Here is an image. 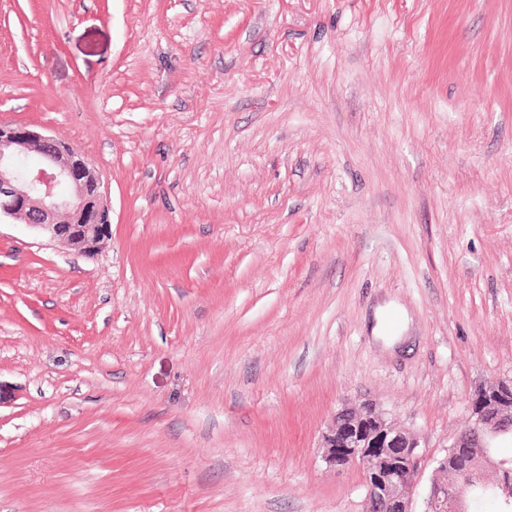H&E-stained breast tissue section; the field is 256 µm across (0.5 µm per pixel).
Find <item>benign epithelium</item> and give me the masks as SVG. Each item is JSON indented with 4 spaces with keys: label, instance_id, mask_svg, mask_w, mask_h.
<instances>
[{
    "label": "benign epithelium",
    "instance_id": "benign-epithelium-1",
    "mask_svg": "<svg viewBox=\"0 0 512 512\" xmlns=\"http://www.w3.org/2000/svg\"><path fill=\"white\" fill-rule=\"evenodd\" d=\"M36 153L40 164L17 162ZM20 220L43 237L80 254L96 253L111 234L110 209L99 173L67 143L26 125L0 123V217ZM512 433V378L475 392L466 428L437 461L425 512H467L463 494L484 487L479 463L491 462V440ZM328 467L363 469L365 512H413L409 490L418 437L375 405L344 407L322 435Z\"/></svg>",
    "mask_w": 512,
    "mask_h": 512
}]
</instances>
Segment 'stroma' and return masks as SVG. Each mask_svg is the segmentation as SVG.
<instances>
[{
  "label": "stroma",
  "instance_id": "obj_1",
  "mask_svg": "<svg viewBox=\"0 0 512 512\" xmlns=\"http://www.w3.org/2000/svg\"><path fill=\"white\" fill-rule=\"evenodd\" d=\"M0 122L112 222L0 220V512H364L321 448L364 402L423 512L512 378V0H0Z\"/></svg>",
  "mask_w": 512,
  "mask_h": 512
}]
</instances>
